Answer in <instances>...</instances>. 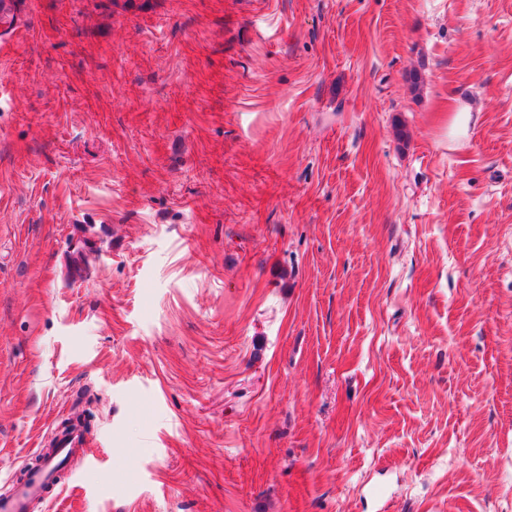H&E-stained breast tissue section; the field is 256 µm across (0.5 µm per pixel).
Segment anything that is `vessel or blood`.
<instances>
[{"label": "vessel or blood", "instance_id": "1", "mask_svg": "<svg viewBox=\"0 0 512 512\" xmlns=\"http://www.w3.org/2000/svg\"><path fill=\"white\" fill-rule=\"evenodd\" d=\"M88 446L79 419L56 429L50 444L41 451L40 464L13 484L9 495L0 494V512H30L34 502L47 503L59 497L65 485L58 481V472L71 458L85 455Z\"/></svg>", "mask_w": 512, "mask_h": 512}]
</instances>
